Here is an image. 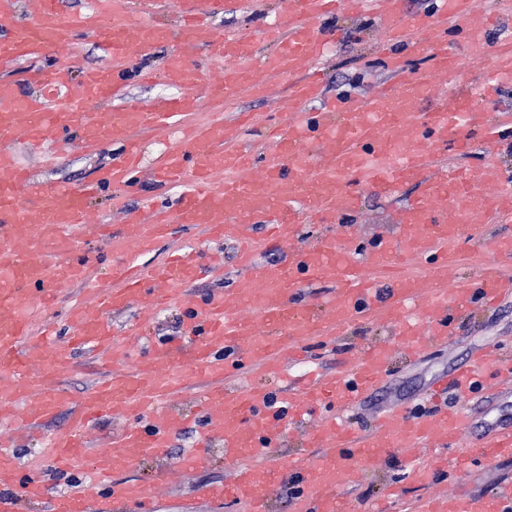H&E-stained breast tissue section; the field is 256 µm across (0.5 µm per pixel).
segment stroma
<instances>
[{
    "label": "stroma",
    "instance_id": "obj_1",
    "mask_svg": "<svg viewBox=\"0 0 512 512\" xmlns=\"http://www.w3.org/2000/svg\"><path fill=\"white\" fill-rule=\"evenodd\" d=\"M288 9V0H259L254 10L234 5L223 15L215 17L213 25L220 31L227 28L256 30L268 19L287 21ZM333 24L342 31L344 38L331 46L322 60L327 76L324 97L374 93L379 85L390 79L382 62V52L388 38L383 21L372 14L343 12L334 18ZM72 54L83 66L101 67L106 63L98 39L91 34H81L74 36L72 44L60 45L42 57L21 62L13 70L0 71V81L24 85L28 70L46 64H65ZM288 86V79L273 80L267 94L257 97L242 95L220 105L208 106L198 112L196 118L208 121L220 116L229 123L235 112L241 110L277 116L288 94ZM58 149L63 156L62 163L48 168L24 144H17L16 150L30 169L34 186L50 188L64 183L73 188L79 187L97 178L102 168L119 153L121 146L108 141L92 154L82 152L72 142L59 144ZM418 190V185L411 183L387 197L365 191L357 211L337 217L330 223L302 225L299 234L288 243H264L259 260L263 263L281 261L288 252L304 247L313 236L321 233L336 236L344 243L368 248L378 238L392 234L398 211ZM180 194L181 190L177 187L157 189L145 177L139 189L128 197L126 213L113 211L108 196L104 195L90 204L87 221L91 224H121L126 215L143 214L146 206L156 200L168 207H176ZM212 249L223 255L224 273L219 277L201 275L189 290L192 297L201 298L231 290L244 278V272L236 262V250L232 243H216ZM133 319L142 320L147 335L171 338L181 334L184 317L181 305L175 304L158 312L145 302L112 316L113 323L118 325ZM377 344L391 347L389 370L377 390L348 412L347 417L356 431L367 429L377 415L395 407L429 410L428 394L434 382L481 349L488 354L484 372L485 388L463 400L462 406L467 411L482 413L488 420L512 418V398L500 393L496 376L499 358L505 354L512 355V296L497 305L485 309L476 306L460 314L454 322V334L447 343L429 346L412 359L406 357L404 349L397 342L391 322L373 318L356 319L337 330L335 336L327 338L322 346L314 350L307 364L289 371L287 378L277 381L276 386L280 389L294 388L311 374L339 370L360 349ZM69 417L68 411H60L47 422L41 433L17 442L16 454L21 463L41 471L49 470L45 439L63 430ZM197 436L196 425H189L174 437L167 459H146L122 471V478L142 482H151L156 480L158 474H166V483L159 487L156 512H215L210 503L196 498V487L210 481H221L228 485L233 483L235 464L224 459L221 446H214L208 462L195 467L183 464L181 455L187 448L193 447ZM414 454V449L398 448L369 465L347 469L342 476V488L351 512H409L418 498H438L451 492L489 494L501 481L512 477V461H501L489 466H475L460 476L451 477L438 471L429 483L419 485L407 476L406 464Z\"/></svg>",
    "mask_w": 512,
    "mask_h": 512
}]
</instances>
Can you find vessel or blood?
Instances as JSON below:
<instances>
[{
  "label": "vessel or blood",
  "mask_w": 512,
  "mask_h": 512,
  "mask_svg": "<svg viewBox=\"0 0 512 512\" xmlns=\"http://www.w3.org/2000/svg\"><path fill=\"white\" fill-rule=\"evenodd\" d=\"M155 2L94 0L89 14L68 20L59 0H30L33 19L20 22L15 0H0L1 69L42 55L72 28L96 33L108 57L106 67L85 68L77 82L66 66L32 70L35 91L28 95L0 82V425L16 435L70 408L69 425L49 440L52 468L60 475H86L78 489L51 494L38 474H21L13 441L0 439V486L17 488L0 496V512H29L35 503L45 504V512L149 506L157 498L151 484L120 480L116 474L165 454L187 421L167 404L196 381L201 384L195 414L199 434L187 459L204 461L213 442H220L225 458L237 465L234 482L228 488L207 484L201 494L217 505L232 495L241 512H269L267 475L281 466L301 480L294 512H346L343 471L393 448L421 449L410 465L419 484L438 470L457 473L511 460L512 423L485 421L477 437L463 439L468 413L441 405L437 394L434 409L383 416L370 434L354 436L344 412L381 382L388 357L382 346L359 352L350 368L309 379L287 396L238 375L256 367L273 378H287L294 364L308 361L313 342L366 315L392 320L398 341L415 356L430 343L447 341L452 312L492 304L512 288V275L495 266L457 288L440 283L462 233L475 237L490 256L512 250L511 240L481 233L485 224L512 221V172L490 159L478 167L454 162L503 140L496 114L504 89L512 85V8L482 18L474 11L475 0H440L434 11L407 19L404 0H293L287 26L220 35L210 19L236 0H205L204 10L181 14L171 38L148 18ZM366 9L388 24L392 41L424 45L432 71L407 76L402 58L390 53L386 67L392 83L367 97L318 104L323 78L314 64L339 36L327 19ZM452 21L469 30L473 49L480 48L487 28L507 30L484 69L467 77L458 52L443 37ZM169 39L175 47L164 77L179 88V96L148 106L130 99L121 111L106 109V101L132 75L131 59ZM261 40L276 45V52L260 55ZM196 49L222 64L220 79L205 76L190 56ZM437 74L453 82L452 91L434 92ZM284 76L295 79L283 104L285 120L269 122L240 112L229 126L219 119L182 124L183 115L204 102L242 93L257 96L270 78ZM170 128L180 129L182 140L154 158L151 180L159 188L182 187L177 209L155 204L146 221L88 225L89 198L102 188L121 187V195L112 198L119 209L124 193L134 187L142 169L134 133ZM254 131L261 134L257 143L241 141V134ZM56 136L77 140L86 152L110 139L124 149L101 177L79 189H35L13 146L23 143L53 167L59 162L50 145ZM409 182L419 183L421 191L399 214L393 236L362 256L322 234L295 251L287 265L258 262L262 245L251 232L253 225L269 226L275 240L285 242L301 225L356 211L363 189L389 195ZM177 227L210 241L234 242L237 263L246 272L238 288L199 304L189 300L196 277L219 268L214 252L177 250L160 265L139 262L140 254ZM90 230L113 255L111 283L95 275L100 255L78 249L80 237ZM431 254L433 266L411 275V268ZM319 279L334 282L331 296L293 307L300 286ZM74 287L84 295L67 310L66 336L33 335L38 315ZM142 300L157 307L184 303L181 344L159 339L139 350L130 346V336L143 333L141 323L120 331L112 316ZM245 308L250 311L246 317L241 314ZM78 352L107 360L110 368L75 403L54 379L71 369ZM485 362L481 355L457 366L445 388L464 397L475 393ZM323 404L333 406V413L307 434L317 455L282 461L274 450L284 436L285 418L302 419L310 407ZM105 415L122 417L125 424L95 451L90 433ZM439 439L448 444L449 454L428 455ZM416 512H512V481L489 495L450 494L417 505Z\"/></svg>",
  "instance_id": "1"
}]
</instances>
